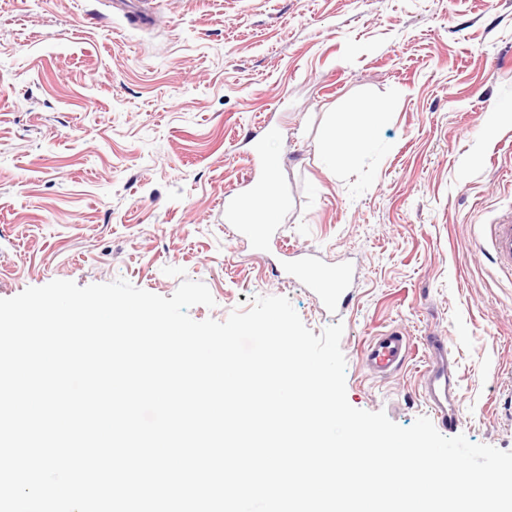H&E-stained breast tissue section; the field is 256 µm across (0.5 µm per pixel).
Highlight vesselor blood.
I'll use <instances>...</instances> for the list:
<instances>
[{
  "label": "vessel or blood",
  "mask_w": 512,
  "mask_h": 512,
  "mask_svg": "<svg viewBox=\"0 0 512 512\" xmlns=\"http://www.w3.org/2000/svg\"><path fill=\"white\" fill-rule=\"evenodd\" d=\"M243 194L224 197V213L227 228L235 235L253 240L257 246L279 241L281 231L275 224L250 223L244 211L247 206L260 204L265 198L267 182L248 179ZM490 256L502 271L512 272V212L499 216L489 225ZM288 262L285 279L302 283L325 308L344 311L352 300L350 283L353 270L350 266H326L318 256L301 250H286ZM411 340L400 330L389 329L378 333L365 346L362 357L373 373L390 376L399 372L411 356ZM428 366L423 393L426 404L439 425L456 426L457 382L448 367L450 352L444 339L433 336L426 343Z\"/></svg>",
  "instance_id": "vessel-or-blood-1"
}]
</instances>
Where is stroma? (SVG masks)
<instances>
[{"label":"stroma","mask_w":512,"mask_h":512,"mask_svg":"<svg viewBox=\"0 0 512 512\" xmlns=\"http://www.w3.org/2000/svg\"><path fill=\"white\" fill-rule=\"evenodd\" d=\"M149 7L164 26L106 0H0V299L55 279L169 298L167 266L210 290L196 321L284 296L314 334L343 324L349 404L403 427L429 413L423 340L439 336L454 434L512 451V275L479 249L512 210V0ZM366 103L388 110L336 166L328 140ZM259 154L288 191V247L356 263L342 314L277 277L276 250L225 233L224 197ZM391 328L413 354L383 379L362 350Z\"/></svg>","instance_id":"35a3bbf8"}]
</instances>
